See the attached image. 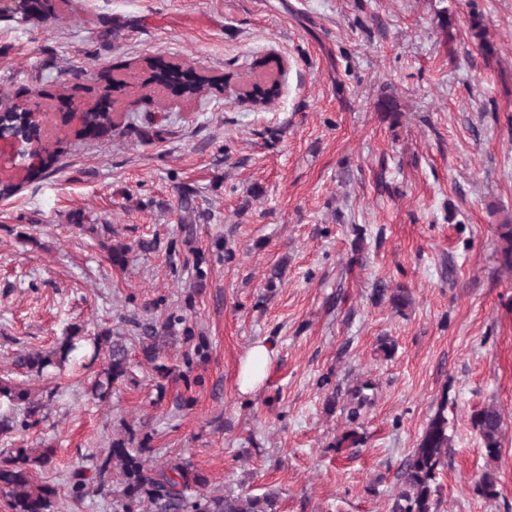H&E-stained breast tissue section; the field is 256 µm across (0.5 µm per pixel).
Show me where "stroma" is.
<instances>
[{"label": "stroma", "instance_id": "obj_1", "mask_svg": "<svg viewBox=\"0 0 512 512\" xmlns=\"http://www.w3.org/2000/svg\"><path fill=\"white\" fill-rule=\"evenodd\" d=\"M51 4L43 22L0 17V92L21 103L43 90L41 146L62 152L36 181L0 164L21 184L0 199V375L69 326L130 337L146 320L171 324L172 373L159 379L132 353L104 402L83 370L22 375L41 411L0 449L53 446L42 477L66 500L74 470L129 424L149 435L153 465L185 459L211 492L273 493L278 512H391L400 468L441 409V512H512V270L499 229L512 219V0ZM476 14L493 57L471 35ZM271 52L288 69L257 109L237 88ZM159 56L228 86L144 101L135 85ZM117 66L132 84L118 129L75 139L56 95L91 101ZM115 241L131 248L122 268L105 249ZM380 282L409 288L411 306L376 298ZM259 340L274 356L244 394L240 362ZM489 404L505 430L494 462L471 421ZM349 431L359 444L337 447ZM490 469L488 499L475 485Z\"/></svg>", "mask_w": 512, "mask_h": 512}]
</instances>
